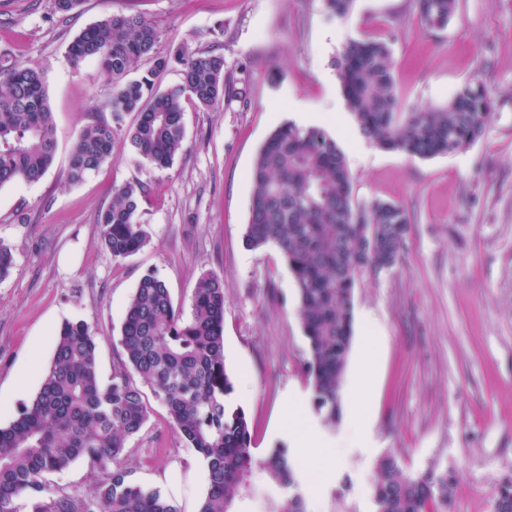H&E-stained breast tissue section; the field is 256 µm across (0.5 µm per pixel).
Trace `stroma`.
Here are the masks:
<instances>
[{"mask_svg": "<svg viewBox=\"0 0 512 512\" xmlns=\"http://www.w3.org/2000/svg\"><path fill=\"white\" fill-rule=\"evenodd\" d=\"M51 4L0 0V53L44 66L57 139L41 181L0 187V243L14 260L0 281V425L36 396L64 321L89 325L99 376L110 383L124 309L142 276L164 280L186 308L211 270L224 278L225 365L255 454L289 448L307 512H375V465L388 452L412 475L448 471L447 512H493L495 483L512 472V0H459L440 30L421 23L413 0H353L342 20L328 19L322 0H85L65 28ZM128 7L158 26L161 52L219 46L235 94L217 112L187 106L184 149L169 169L148 170L120 140L107 163L71 184L73 145L113 87L97 62L73 66L66 47L87 24ZM369 36L390 40L405 106L445 105L478 78L493 112L483 136L427 159L369 144L334 65L345 43ZM296 112L315 114L336 139L357 203H398L411 218L399 263L357 280L344 385L366 381L368 395L357 406L343 400L331 429L312 407L294 276L277 248L243 244L248 172ZM136 180L148 185L140 219L149 240L115 260L99 248L97 216L113 187ZM370 344L375 370L365 376ZM143 396L149 418L127 442L128 462L147 486L170 475L168 495L196 512L206 490L199 458L162 402L148 389ZM304 431L318 440L312 462L299 453Z\"/></svg>", "mask_w": 512, "mask_h": 512, "instance_id": "obj_1", "label": "stroma"}]
</instances>
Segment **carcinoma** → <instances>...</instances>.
I'll list each match as a JSON object with an SVG mask.
<instances>
[{
  "label": "carcinoma",
  "instance_id": "1",
  "mask_svg": "<svg viewBox=\"0 0 512 512\" xmlns=\"http://www.w3.org/2000/svg\"><path fill=\"white\" fill-rule=\"evenodd\" d=\"M353 0H323L330 18L349 13ZM83 0H53L59 22L79 13ZM459 0H414L421 22L443 29ZM157 26L131 9H121L81 29L68 46L75 66L95 60L112 80L103 109L80 131L67 180L82 181L112 156L123 138L149 170L170 168L185 140L184 103L216 111L228 83L218 48L180 45L158 50ZM151 63L137 78L131 70ZM180 67L181 81L162 89L159 77ZM346 107L362 136L377 148L408 157L431 158L469 147L491 116L485 86L462 82L442 107L401 110L389 42L369 37L348 42L335 60ZM134 116L130 126L125 118ZM56 149L55 124L45 87V70L34 61L0 54V186L40 181ZM252 195L244 242L251 249L274 245L296 283L297 315L308 342L312 406L325 425L341 416V390L354 328V288L359 273L390 269L405 246L410 217L400 204L374 199L357 205L343 150L316 127L284 123L259 150L249 173ZM146 184L113 189L112 202L98 215L101 248L125 259L147 243L140 222ZM122 358L112 381L102 384L97 343L83 321H65L57 333L52 362L31 404L0 426V512H181L159 487L134 479L125 464L126 442L149 417L138 375L167 408L171 428L207 467V488L198 512H236V500L251 490L255 471L282 491L298 488L299 467L278 446L259 458L244 409L233 403L234 381L224 360V278L204 272L197 279L191 311L176 304L165 281L141 278L131 295L120 333ZM82 460L101 474L86 493L51 488L46 475ZM452 493L448 473L430 469L412 476L396 456L376 463L375 512H444ZM494 512H512V473L496 484ZM267 512H306L287 494L268 501Z\"/></svg>",
  "mask_w": 512,
  "mask_h": 512
}]
</instances>
